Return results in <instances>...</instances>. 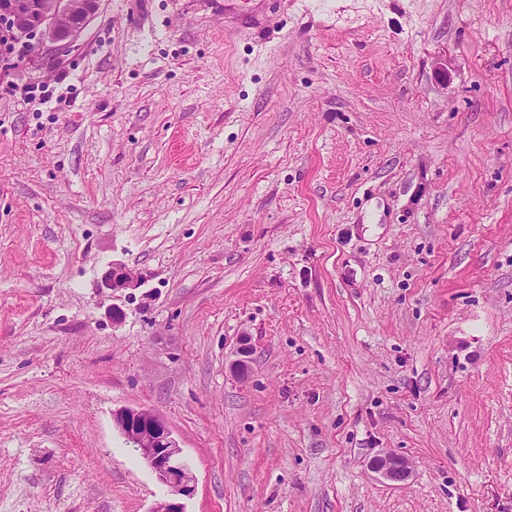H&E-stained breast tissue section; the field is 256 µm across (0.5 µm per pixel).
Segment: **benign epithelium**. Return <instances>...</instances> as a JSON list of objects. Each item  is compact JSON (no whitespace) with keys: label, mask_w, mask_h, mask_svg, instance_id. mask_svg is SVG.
Here are the masks:
<instances>
[{"label":"benign epithelium","mask_w":512,"mask_h":512,"mask_svg":"<svg viewBox=\"0 0 512 512\" xmlns=\"http://www.w3.org/2000/svg\"><path fill=\"white\" fill-rule=\"evenodd\" d=\"M100 0H0V18L10 22L17 37L39 32L56 49L71 46L77 34L97 12ZM107 285L114 291L137 288L140 276L114 266ZM112 422L125 443L134 449L172 498L156 503L151 512H184L181 499L193 495L195 477L168 423L146 408H121L112 412ZM371 468L380 477L404 482L411 474L408 460L394 454L374 458Z\"/></svg>","instance_id":"7a95c632"}]
</instances>
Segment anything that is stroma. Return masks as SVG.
<instances>
[{"mask_svg": "<svg viewBox=\"0 0 512 512\" xmlns=\"http://www.w3.org/2000/svg\"><path fill=\"white\" fill-rule=\"evenodd\" d=\"M123 407L186 512H512V0H100L0 46V512H150ZM107 285L114 291L137 288L141 285L140 276L125 266H112ZM112 422L125 443L133 448L173 498L156 503L150 512H185L180 501L193 495L195 477L168 423L146 408H121ZM371 468L381 478L393 482H404L411 474L409 461L390 453L374 458L371 462Z\"/></svg>", "mask_w": 512, "mask_h": 512, "instance_id": "1", "label": "stroma"}]
</instances>
